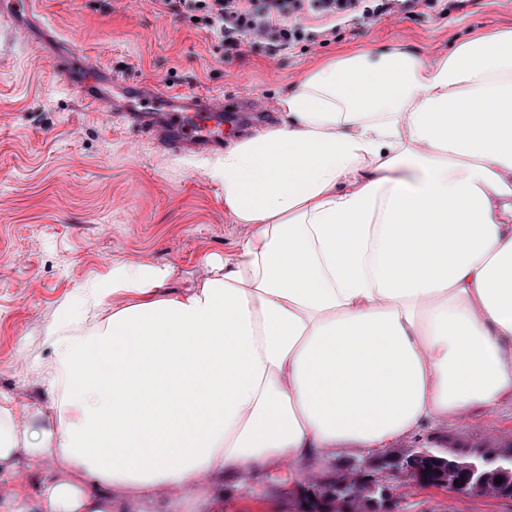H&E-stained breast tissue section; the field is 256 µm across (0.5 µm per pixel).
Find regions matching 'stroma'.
Instances as JSON below:
<instances>
[{
  "mask_svg": "<svg viewBox=\"0 0 512 512\" xmlns=\"http://www.w3.org/2000/svg\"><path fill=\"white\" fill-rule=\"evenodd\" d=\"M51 29L12 40L0 29V398L28 411L49 397L46 332L58 309L85 286L130 262L173 267L174 290L192 287L206 257L232 258L250 227L224 206L215 159L171 160L140 133L90 110L67 87L52 57L76 45L124 75L183 92L216 90L277 108L318 60L362 51L370 60L401 47L431 61L471 33L512 28V0H468L444 17L389 15L342 25L328 41L277 51L266 43L224 51L189 19L157 13L153 0H38ZM146 221L134 223L135 214ZM438 445L512 444V402L478 415L471 428L445 424ZM20 499L0 512H43L59 474L50 457L18 462ZM405 512H512V500L413 483ZM300 491L286 469L261 481L224 485L222 512H297Z\"/></svg>",
  "mask_w": 512,
  "mask_h": 512,
  "instance_id": "35a3bbf8",
  "label": "stroma"
}]
</instances>
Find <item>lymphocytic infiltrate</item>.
Wrapping results in <instances>:
<instances>
[{"label":"lymphocytic infiltrate","instance_id":"1","mask_svg":"<svg viewBox=\"0 0 512 512\" xmlns=\"http://www.w3.org/2000/svg\"><path fill=\"white\" fill-rule=\"evenodd\" d=\"M161 10L186 18H198L203 28L222 38L228 50L242 45L275 39L281 49L317 34L335 33L338 25L366 26L381 16L413 15L426 8L444 16L464 7L466 0H156ZM322 20L317 32L307 31L299 23L302 15Z\"/></svg>","mask_w":512,"mask_h":512}]
</instances>
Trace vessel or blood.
Instances as JSON below:
<instances>
[{
    "label": "vessel or blood",
    "mask_w": 512,
    "mask_h": 512,
    "mask_svg": "<svg viewBox=\"0 0 512 512\" xmlns=\"http://www.w3.org/2000/svg\"><path fill=\"white\" fill-rule=\"evenodd\" d=\"M36 0H0V21L27 17L38 22ZM55 64L74 80L80 102L88 108L108 107L120 126L146 135L170 156L189 158L223 152L224 143L253 129L268 126L272 114L247 115L242 99L225 100L207 92H182L131 80L70 46L55 57Z\"/></svg>",
    "instance_id": "obj_1"
}]
</instances>
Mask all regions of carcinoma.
<instances>
[{"label":"carcinoma","mask_w":512,"mask_h":512,"mask_svg":"<svg viewBox=\"0 0 512 512\" xmlns=\"http://www.w3.org/2000/svg\"><path fill=\"white\" fill-rule=\"evenodd\" d=\"M491 454H512V446L485 445L473 448H407L382 455L369 467L340 470L326 480L319 478L306 489V512H376L372 501L389 499L373 474L384 468L422 485L465 494L512 499V467L486 465ZM502 477V483L495 482Z\"/></svg>","instance_id":"obj_1"}]
</instances>
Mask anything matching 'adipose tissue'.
<instances>
[{
  "mask_svg": "<svg viewBox=\"0 0 512 512\" xmlns=\"http://www.w3.org/2000/svg\"><path fill=\"white\" fill-rule=\"evenodd\" d=\"M279 108L218 160L253 227L237 254L182 292L113 269L48 335L44 425L0 403V464L62 465L46 512L205 500L282 463L301 484L512 400V29L327 60Z\"/></svg>",
  "mask_w": 512,
  "mask_h": 512,
  "instance_id": "obj_1",
  "label": "adipose tissue"
}]
</instances>
